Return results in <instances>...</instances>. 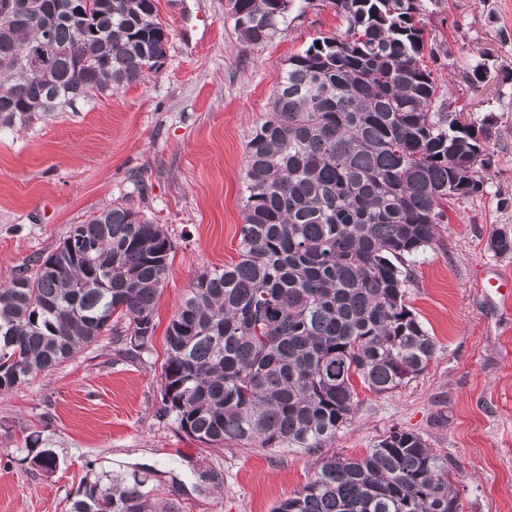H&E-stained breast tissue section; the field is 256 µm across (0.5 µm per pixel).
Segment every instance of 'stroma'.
<instances>
[{"label": "stroma", "instance_id": "obj_1", "mask_svg": "<svg viewBox=\"0 0 512 512\" xmlns=\"http://www.w3.org/2000/svg\"><path fill=\"white\" fill-rule=\"evenodd\" d=\"M154 3L170 32L156 74L26 130L0 129V284L115 203L174 243L147 355H119L105 337L0 397V512H69L93 473L149 475L186 512H272L321 457L364 455L394 427L448 452L464 512H512V313L490 286L512 276V254L490 248L512 234V0H425L427 33L445 50L435 77L452 82L490 156L485 194L455 203L439 243L411 266L407 301L437 343L426 371L390 395L359 389L353 419L323 447L218 453L159 413L165 330L197 272L238 256L245 147L286 61L345 26L329 0H291L275 36L254 45L240 40L229 0ZM462 66L478 81L463 82ZM47 448L59 463L51 474L32 462Z\"/></svg>", "mask_w": 512, "mask_h": 512}]
</instances>
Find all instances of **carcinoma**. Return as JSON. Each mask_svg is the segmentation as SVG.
I'll return each instance as SVG.
<instances>
[{"label": "carcinoma", "instance_id": "carcinoma-1", "mask_svg": "<svg viewBox=\"0 0 512 512\" xmlns=\"http://www.w3.org/2000/svg\"><path fill=\"white\" fill-rule=\"evenodd\" d=\"M59 48L40 75L13 65L43 35L49 0L0 14V127L23 130L164 64L153 0H59ZM239 37L272 38L288 0H230ZM342 37L288 59L245 150L237 260L199 271L165 333L160 413L209 449L321 448L357 406L354 381L392 394L436 351L407 304L410 263L448 207L484 194V149L451 118L429 63L424 0H331ZM172 240L125 204L70 225L0 286V395L51 375L109 334L150 350ZM53 473L50 449L32 458ZM455 467L423 435L392 428L362 456H323L273 512H463ZM70 512H184L146 475H96Z\"/></svg>", "mask_w": 512, "mask_h": 512}]
</instances>
